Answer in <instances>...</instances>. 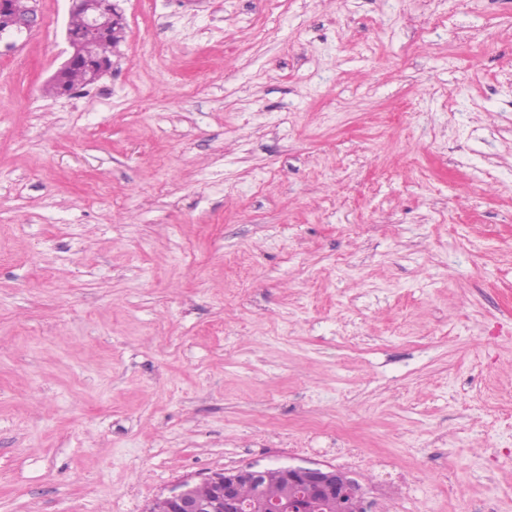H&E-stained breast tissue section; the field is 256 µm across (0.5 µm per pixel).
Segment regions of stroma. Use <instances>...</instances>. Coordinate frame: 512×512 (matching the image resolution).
Returning <instances> with one entry per match:
<instances>
[{
	"label": "stroma",
	"mask_w": 512,
	"mask_h": 512,
	"mask_svg": "<svg viewBox=\"0 0 512 512\" xmlns=\"http://www.w3.org/2000/svg\"><path fill=\"white\" fill-rule=\"evenodd\" d=\"M66 0L0 44V512L332 465L512 512V0ZM70 18L74 14H80L84 18L85 29L78 17H72L67 29V39L72 49L69 57L61 65L59 70L52 78V87L56 95L67 96L72 90L70 83L74 88L84 87L92 83H85L83 75L72 71L79 69L89 74L90 80L95 82L112 65L111 58L108 56L112 52L111 43H101L97 46V52H92L91 46L100 42L108 41L112 38V30L118 28L122 23V15L117 11L112 0H69ZM70 81V83H69Z\"/></svg>",
	"instance_id": "stroma-1"
}]
</instances>
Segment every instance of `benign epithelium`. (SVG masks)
<instances>
[{
    "label": "benign epithelium",
    "mask_w": 512,
    "mask_h": 512,
    "mask_svg": "<svg viewBox=\"0 0 512 512\" xmlns=\"http://www.w3.org/2000/svg\"><path fill=\"white\" fill-rule=\"evenodd\" d=\"M69 15L84 18L85 36L67 33L71 53L52 78L56 95L71 94L69 75L79 69L95 82L112 65L107 55L95 54L91 46L112 38V30L122 25V15L112 0H69ZM41 16L37 0H30L23 11L13 9L9 0H0V38L11 32L31 33L39 27ZM265 475L263 470L250 467L215 472L196 483L183 482L164 497L168 512H242L239 489L255 485ZM282 484L305 493L310 501L336 500L347 505V512H361L364 496L360 485L350 475L329 465L282 466Z\"/></svg>",
    "instance_id": "obj_1"
}]
</instances>
